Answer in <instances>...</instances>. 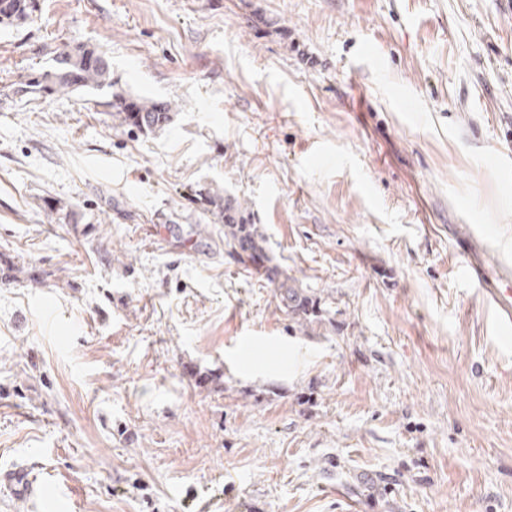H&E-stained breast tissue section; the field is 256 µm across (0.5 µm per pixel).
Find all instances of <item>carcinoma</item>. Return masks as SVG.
Masks as SVG:
<instances>
[{"label": "carcinoma", "mask_w": 512, "mask_h": 512, "mask_svg": "<svg viewBox=\"0 0 512 512\" xmlns=\"http://www.w3.org/2000/svg\"><path fill=\"white\" fill-rule=\"evenodd\" d=\"M40 0H0V25L17 30L34 21ZM93 55L97 62L85 63ZM26 94L48 97L59 92L108 91V95L95 101L104 111L142 134H149L171 121L172 106L165 100L133 96L125 91H112V64L95 48L84 46L64 48L56 53L52 65L41 69L22 83ZM211 214L224 224V245L229 253L244 264L264 268L269 282L276 285L275 298L280 311L307 332L326 327L322 294L303 287L299 281L271 264L266 252L265 238L255 224L247 223L241 205L224 201L218 190L207 194Z\"/></svg>", "instance_id": "carcinoma-1"}]
</instances>
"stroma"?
<instances>
[{
  "mask_svg": "<svg viewBox=\"0 0 512 512\" xmlns=\"http://www.w3.org/2000/svg\"><path fill=\"white\" fill-rule=\"evenodd\" d=\"M40 7L0 29V473L71 512H512V326L463 238L512 264V0ZM79 45L171 123L15 94ZM217 187L335 329L228 254ZM4 484L11 489L14 496L25 497L28 499L41 496L40 488L37 483L29 478L26 470L18 469L3 477Z\"/></svg>",
  "mask_w": 512,
  "mask_h": 512,
  "instance_id": "obj_1",
  "label": "stroma"
}]
</instances>
